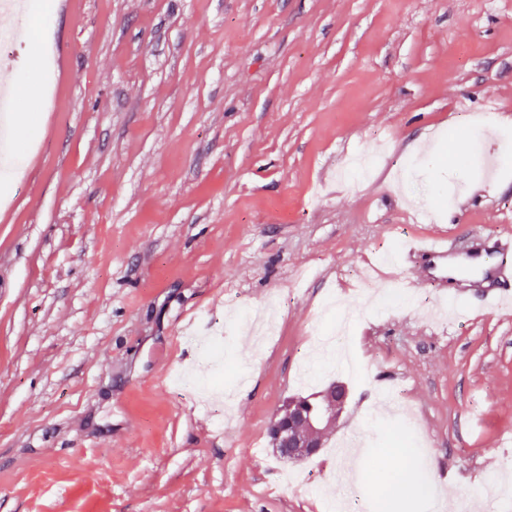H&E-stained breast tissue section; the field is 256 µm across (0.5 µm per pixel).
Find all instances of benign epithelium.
<instances>
[{
    "instance_id": "benign-epithelium-1",
    "label": "benign epithelium",
    "mask_w": 512,
    "mask_h": 512,
    "mask_svg": "<svg viewBox=\"0 0 512 512\" xmlns=\"http://www.w3.org/2000/svg\"><path fill=\"white\" fill-rule=\"evenodd\" d=\"M347 397L336 394L331 387L319 395L317 411L313 414L297 412L290 406L279 410L271 431L275 448L284 452V457L296 461L314 454L321 447L322 428L332 425L344 410Z\"/></svg>"
}]
</instances>
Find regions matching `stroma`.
Returning <instances> with one entry per match:
<instances>
[{
    "instance_id": "stroma-1",
    "label": "stroma",
    "mask_w": 512,
    "mask_h": 512,
    "mask_svg": "<svg viewBox=\"0 0 512 512\" xmlns=\"http://www.w3.org/2000/svg\"><path fill=\"white\" fill-rule=\"evenodd\" d=\"M6 54L31 120L0 147V512H428L336 478L394 433L441 512L512 486V311L476 285L434 320L397 260L512 248V0H59ZM335 381L317 454L256 453Z\"/></svg>"
}]
</instances>
